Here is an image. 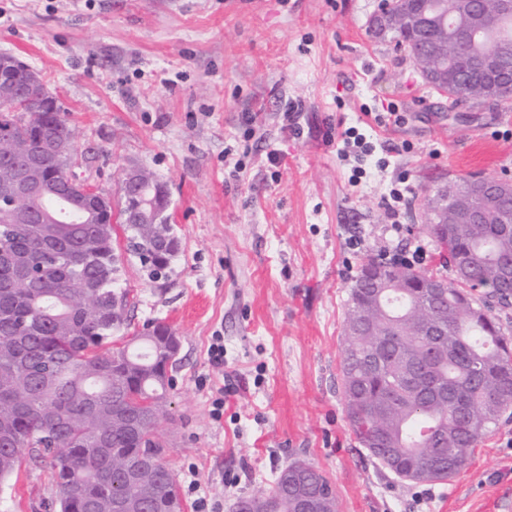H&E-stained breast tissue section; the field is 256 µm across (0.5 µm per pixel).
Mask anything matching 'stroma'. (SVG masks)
I'll return each mask as SVG.
<instances>
[{"instance_id": "obj_1", "label": "stroma", "mask_w": 512, "mask_h": 512, "mask_svg": "<svg viewBox=\"0 0 512 512\" xmlns=\"http://www.w3.org/2000/svg\"><path fill=\"white\" fill-rule=\"evenodd\" d=\"M378 3L0 0V53L57 93L77 173L114 201L132 164L169 190L172 271L151 280L129 258L122 285L130 331L161 321L180 340L161 432L184 512L202 499L232 512L294 460L323 472L337 512H512L511 416L445 484L407 486L360 446L338 390L348 287L367 255L420 246L424 269L447 275L422 229L427 198L512 175V108H449L407 54L368 36ZM390 101L406 122L376 126ZM365 123L374 153L338 156V132ZM402 175L397 233L387 197ZM56 497L26 458L0 484V512H46Z\"/></svg>"}]
</instances>
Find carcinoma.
<instances>
[{
	"label": "carcinoma",
	"instance_id": "carcinoma-1",
	"mask_svg": "<svg viewBox=\"0 0 512 512\" xmlns=\"http://www.w3.org/2000/svg\"><path fill=\"white\" fill-rule=\"evenodd\" d=\"M414 2L427 16L425 37L397 27L386 38L417 66L446 67L449 108L479 106L480 76L456 58L497 53L512 68V12L449 47L441 61L427 43L447 42L457 19L443 0ZM68 124L66 112H42L25 98L0 109V180L8 175V153L14 169L31 154L46 172L74 167L75 146L60 141ZM474 204L489 221L456 224L426 209L427 230L446 245L456 281L437 302L414 286L417 270L374 258L362 263L349 289L339 375L346 419L359 444L374 441L368 452L381 468L391 470V458L400 462L397 477L408 485L454 476L512 409V338L502 320L512 299L500 274V264L512 258V193L489 202L476 197ZM95 206L79 211L78 223L60 214L59 224H18L0 210V250L36 262L43 284L16 283L0 263V482L26 452L58 487L50 512H183L174 475L159 461L146 458L148 469L134 486L126 472L127 459L164 443L152 423L130 429L127 421L150 410L163 416L169 360L159 349L174 331L154 321L121 335L130 292L120 287L123 260L114 235L122 231L125 252L150 274L169 265L149 262L143 239L150 225L116 227L118 207L99 200ZM374 269L394 284L378 299L362 289ZM362 320L372 323L371 332ZM438 322L447 329L442 339L428 335ZM440 443L453 456L445 476L431 457ZM298 495L320 496L318 512H336L329 480L302 462L283 468L270 490L240 498L234 512L250 503L255 512H295Z\"/></svg>",
	"mask_w": 512,
	"mask_h": 512
}]
</instances>
